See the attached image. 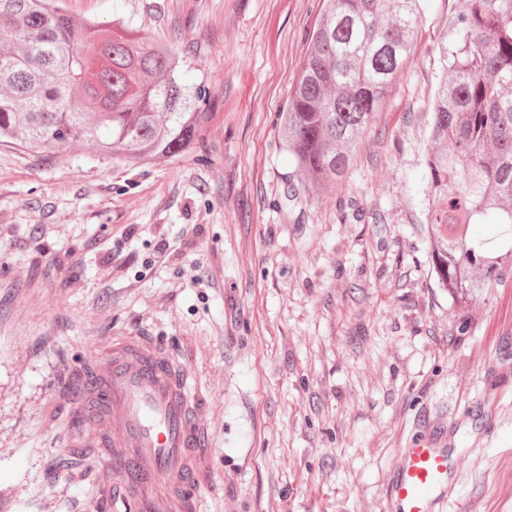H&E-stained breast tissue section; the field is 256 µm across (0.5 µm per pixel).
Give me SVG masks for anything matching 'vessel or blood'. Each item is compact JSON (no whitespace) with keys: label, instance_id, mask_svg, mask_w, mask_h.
Segmentation results:
<instances>
[{"label":"vessel or blood","instance_id":"b4317fda","mask_svg":"<svg viewBox=\"0 0 512 512\" xmlns=\"http://www.w3.org/2000/svg\"><path fill=\"white\" fill-rule=\"evenodd\" d=\"M191 370L160 341L138 336L100 355L78 408L106 421L110 450L99 489L106 512H197L212 462L208 397L189 389ZM448 451L419 440L402 449L389 497L394 512H434L447 496Z\"/></svg>","mask_w":512,"mask_h":512}]
</instances>
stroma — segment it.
<instances>
[{
  "instance_id": "35a3bbf8",
  "label": "stroma",
  "mask_w": 512,
  "mask_h": 512,
  "mask_svg": "<svg viewBox=\"0 0 512 512\" xmlns=\"http://www.w3.org/2000/svg\"><path fill=\"white\" fill-rule=\"evenodd\" d=\"M59 5L167 43L207 120L161 163L0 145V512H96L101 429L74 381L130 334L165 343L209 397L200 512H392L398 453L428 431L450 454L436 512H512V272L459 302L426 230L459 0H421L412 56L320 195L278 128L323 0Z\"/></svg>"
}]
</instances>
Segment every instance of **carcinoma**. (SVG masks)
I'll use <instances>...</instances> for the list:
<instances>
[{
	"mask_svg": "<svg viewBox=\"0 0 512 512\" xmlns=\"http://www.w3.org/2000/svg\"><path fill=\"white\" fill-rule=\"evenodd\" d=\"M441 41L426 164L432 272L474 297L512 269V0H460ZM419 0H324L281 113L295 171L316 193L346 178L359 139L413 50ZM182 61L125 27L75 21L57 0H0V144L63 157L88 143L135 161L195 144L207 113L178 80ZM485 224L494 237L471 235Z\"/></svg>",
	"mask_w": 512,
	"mask_h": 512,
	"instance_id": "obj_1",
	"label": "carcinoma"
}]
</instances>
